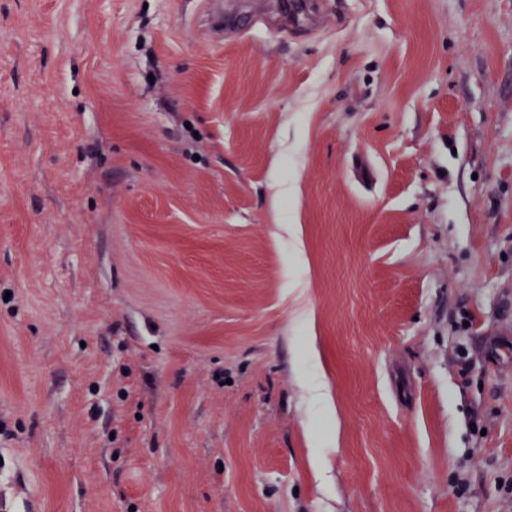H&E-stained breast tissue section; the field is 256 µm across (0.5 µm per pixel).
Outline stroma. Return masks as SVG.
<instances>
[{"instance_id":"1","label":"stroma","mask_w":512,"mask_h":512,"mask_svg":"<svg viewBox=\"0 0 512 512\" xmlns=\"http://www.w3.org/2000/svg\"><path fill=\"white\" fill-rule=\"evenodd\" d=\"M222 3L0 0V512H512V0ZM304 387L311 403L322 411L332 410V396L330 387L318 370L305 381Z\"/></svg>"}]
</instances>
